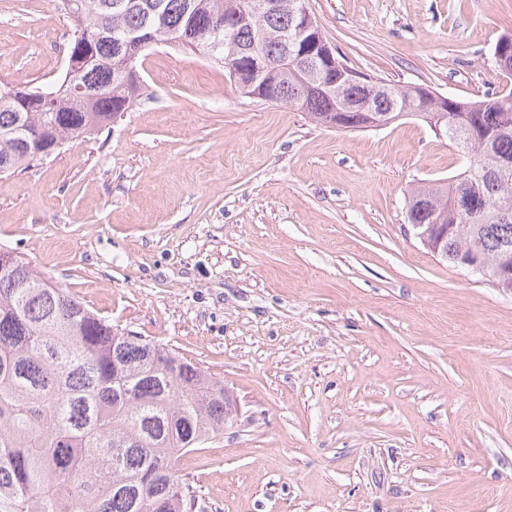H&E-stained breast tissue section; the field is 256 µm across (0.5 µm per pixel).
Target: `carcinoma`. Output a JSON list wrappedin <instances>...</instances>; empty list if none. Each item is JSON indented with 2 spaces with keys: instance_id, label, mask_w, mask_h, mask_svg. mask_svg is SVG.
Segmentation results:
<instances>
[{
  "instance_id": "obj_1",
  "label": "carcinoma",
  "mask_w": 512,
  "mask_h": 512,
  "mask_svg": "<svg viewBox=\"0 0 512 512\" xmlns=\"http://www.w3.org/2000/svg\"><path fill=\"white\" fill-rule=\"evenodd\" d=\"M288 6L247 17L209 59L227 66L235 46L267 35L262 53L278 59L292 34ZM251 0H81L67 11L75 31L99 38L86 50L100 61L76 76L99 90L82 105L67 97L25 109L0 86V173L43 159L40 147L85 137L128 110L140 95L135 71H117L119 42L151 35L161 43L199 51L194 34L207 33L228 12L248 11ZM185 37V42L176 39ZM336 91L306 97L311 120L330 125L344 115L360 128L369 112L396 116L420 103L417 88L388 84L348 68ZM448 141L466 147L473 166L464 180H431L412 189L407 220L417 232L457 224L448 236V263L475 252L482 280L497 284L500 250L512 248V91L485 100L452 98ZM468 185L469 208L454 196ZM233 423L226 416L224 383L173 350L140 336L113 334L112 322L67 288L10 250L0 248V503L8 512H188L195 501L177 467Z\"/></svg>"
}]
</instances>
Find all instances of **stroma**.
Segmentation results:
<instances>
[{
  "label": "stroma",
  "mask_w": 512,
  "mask_h": 512,
  "mask_svg": "<svg viewBox=\"0 0 512 512\" xmlns=\"http://www.w3.org/2000/svg\"><path fill=\"white\" fill-rule=\"evenodd\" d=\"M349 65L481 99L512 0H307ZM60 0H0V85L56 81ZM98 134L0 174V245L223 381L241 414L180 457L195 512H512V291L406 219L462 167L407 116L336 129L158 43Z\"/></svg>",
  "instance_id": "35a3bbf8"
}]
</instances>
